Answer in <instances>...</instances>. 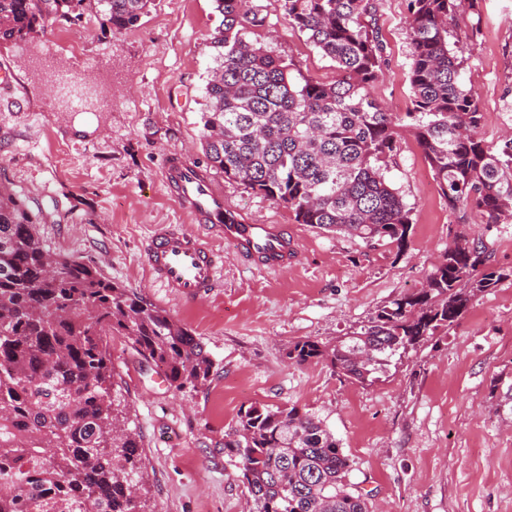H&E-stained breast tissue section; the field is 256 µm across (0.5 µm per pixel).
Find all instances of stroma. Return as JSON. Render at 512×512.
Instances as JSON below:
<instances>
[{
  "label": "stroma",
  "instance_id": "obj_1",
  "mask_svg": "<svg viewBox=\"0 0 512 512\" xmlns=\"http://www.w3.org/2000/svg\"><path fill=\"white\" fill-rule=\"evenodd\" d=\"M265 16L252 41L325 82L336 64L290 27L282 0H251ZM407 0H381L389 67L371 98L386 111L411 107ZM221 21L213 0H154L136 26L113 32L97 8L78 20L50 17L23 41L0 40V183L39 217L44 246L93 264L112 282L165 309L200 338L214 362L207 386L171 385L126 337L110 340L115 382L141 436L140 512H249L224 432L240 408L297 406L324 419L351 464L349 481L374 512H512V224L451 212L411 132H403L389 178L411 208L404 245L366 242L297 223L288 208L220 178L224 198L255 221L287 225L300 259L283 273L247 268L220 244L216 288L194 302L166 297L141 247L156 224H184L161 169L177 150L209 168L201 113ZM473 32L462 80L474 88L482 132L512 133V0H478L461 14ZM84 39V53L59 36ZM87 91L75 113L55 73ZM87 123L84 131L75 122ZM486 242L508 271L476 294L448 329L392 360L362 385L328 362L287 357L302 339L334 342L378 309L418 292L459 237Z\"/></svg>",
  "mask_w": 512,
  "mask_h": 512
}]
</instances>
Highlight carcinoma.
I'll use <instances>...</instances> for the list:
<instances>
[{
	"label": "carcinoma",
	"instance_id": "1",
	"mask_svg": "<svg viewBox=\"0 0 512 512\" xmlns=\"http://www.w3.org/2000/svg\"><path fill=\"white\" fill-rule=\"evenodd\" d=\"M153 0H97L121 32ZM222 17L202 113L211 167L282 205L299 224L404 244L411 208L386 178L404 121L452 211L512 221V136L488 141L455 46L457 14L476 0H408L412 108L399 117L369 101L389 61L378 0H283L289 24L336 62L324 83L246 34L265 17L247 0H213ZM84 0H0V39L71 17ZM38 217L0 185V512H138L139 436L114 388L110 338L126 337L178 388L210 382L213 360L166 310L75 257L47 251ZM508 277L481 242L455 241L418 292L381 307L329 345L297 341L298 364L327 361L364 385L390 359L452 325L472 294ZM250 512H371L348 481L349 459L321 419L295 406L251 405L224 432Z\"/></svg>",
	"mask_w": 512,
	"mask_h": 512
}]
</instances>
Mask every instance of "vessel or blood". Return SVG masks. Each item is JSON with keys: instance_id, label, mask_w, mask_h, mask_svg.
<instances>
[{"instance_id": "vessel-or-blood-1", "label": "vessel or blood", "mask_w": 512, "mask_h": 512, "mask_svg": "<svg viewBox=\"0 0 512 512\" xmlns=\"http://www.w3.org/2000/svg\"><path fill=\"white\" fill-rule=\"evenodd\" d=\"M162 182L178 210L195 225L189 232L175 224H157L144 242L145 266L169 295L192 302L216 287L223 267L214 248L218 242L232 244L253 269L285 271L295 265L285 225L260 224L232 208L210 173L181 152L169 154Z\"/></svg>"}]
</instances>
